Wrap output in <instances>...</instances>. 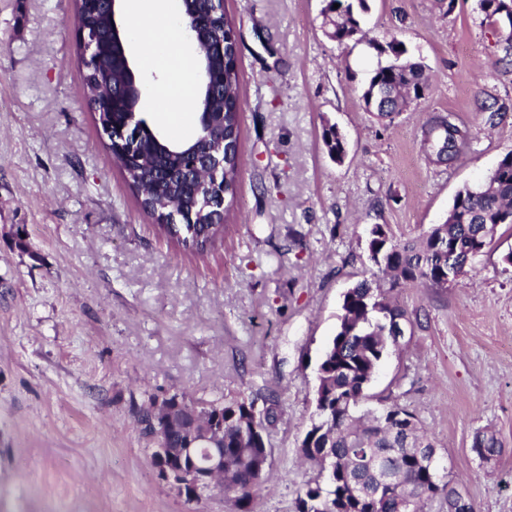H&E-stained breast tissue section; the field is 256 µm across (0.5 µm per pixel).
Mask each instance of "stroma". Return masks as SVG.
Here are the masks:
<instances>
[{"label":"stroma","instance_id":"stroma-1","mask_svg":"<svg viewBox=\"0 0 512 512\" xmlns=\"http://www.w3.org/2000/svg\"><path fill=\"white\" fill-rule=\"evenodd\" d=\"M323 0H224L240 72L241 175L235 219L205 250L158 232L114 163L85 100L74 0H0V512H239L211 493L189 502L161 481L134 410L148 396L252 400L273 410L256 512H297L300 459L317 369L344 292L372 279V225L393 241L442 223L456 192L512 152V65L505 31L478 0H370L369 39L405 42L424 97L379 122L362 100L378 57L337 44ZM129 55L140 112L189 138L196 119L162 118L170 70ZM509 104L489 128L476 99ZM452 113L473 142L453 165L430 163L423 124ZM336 125V163L322 128ZM512 225L498 226L469 274L411 285L391 301L415 316L365 409L398 404L434 441L439 477L473 512H512ZM500 454L480 458L476 432Z\"/></svg>","mask_w":512,"mask_h":512}]
</instances>
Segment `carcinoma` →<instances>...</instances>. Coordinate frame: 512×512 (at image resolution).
<instances>
[{"instance_id":"obj_1","label":"carcinoma","mask_w":512,"mask_h":512,"mask_svg":"<svg viewBox=\"0 0 512 512\" xmlns=\"http://www.w3.org/2000/svg\"><path fill=\"white\" fill-rule=\"evenodd\" d=\"M325 24L335 34V41L344 44L362 33L363 16L369 10L368 0H326ZM339 7H334V4ZM186 11L194 18L209 21L211 30L224 36V59L205 46L198 52L209 55L216 75L224 80V93L203 97L195 93L194 109L207 107L216 115H224V205L225 218H230L236 186L240 175L239 139L241 103L239 96L238 48L229 35L234 32L227 14L215 11L213 0H186ZM79 28L106 46L101 66L85 69L83 82L90 111H104L101 124L112 125V93L122 84L126 71L120 53H112L119 45L113 30L112 11L108 0H78ZM403 44L396 38L381 44L368 41L370 48L388 56L386 64H378L368 87L362 94L369 104V94L378 85L392 91L387 106L377 113L379 119L390 118L413 103L405 89L413 87L425 92L427 82L423 66L407 59H398L395 47ZM140 141L136 150L146 144L159 149L158 156L144 159L139 165L133 157L114 159L129 186L140 197L142 209L168 236L178 241H196L203 236L207 242L224 234V225L214 222L212 213L195 205L185 196L180 180L160 184L154 178L156 166L175 168L185 160L178 147L186 140L163 134L152 128L145 118L139 119ZM428 157L437 164L458 160L467 150L472 133L453 120V115L432 116L425 125ZM178 204V213L186 222H172L169 204ZM512 211V152L507 153L488 175L483 187L472 193L458 192L448 211V220L435 225L416 241L393 242L382 224L372 229L370 259L381 255L375 263L379 273L388 278L389 289L363 281L349 289L343 301V316L319 367L322 401L316 406L311 424L300 446L302 456L315 462L326 472V479L308 483L300 491L298 512H399L400 499H414L416 512L424 502L440 491L435 468L422 463L418 450L432 448L433 442L418 426L413 414L393 404L378 412L358 413L365 390L376 369L389 350L397 347L385 331L383 313L411 323L405 310L389 302L388 290L418 283L425 288H445L468 274V263L484 252L492 241L491 232L502 221L501 214ZM453 275H448V267ZM156 397H149L135 412L141 432H150V410ZM184 407L208 413L207 421L224 423L219 443L224 445V484L215 487L222 495L236 499L243 512L260 487L262 448L255 445L253 435H264L265 421L254 404L244 398L183 401ZM472 447L494 455L501 448L496 436L478 432Z\"/></svg>"}]
</instances>
